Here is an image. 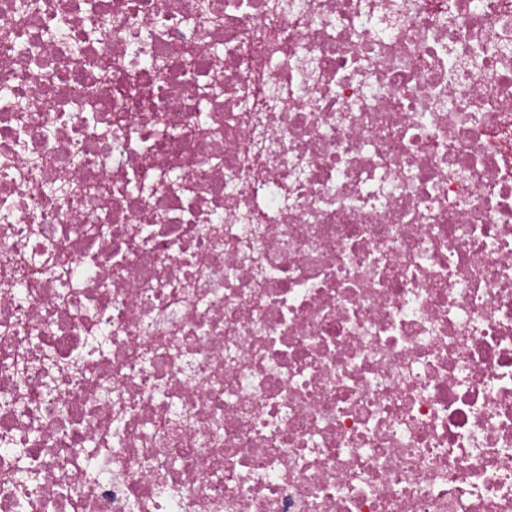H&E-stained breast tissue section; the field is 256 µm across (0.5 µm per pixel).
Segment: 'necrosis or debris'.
Here are the masks:
<instances>
[{"instance_id":"obj_1","label":"necrosis or debris","mask_w":512,"mask_h":512,"mask_svg":"<svg viewBox=\"0 0 512 512\" xmlns=\"http://www.w3.org/2000/svg\"><path fill=\"white\" fill-rule=\"evenodd\" d=\"M0 512H512V0H0Z\"/></svg>"}]
</instances>
